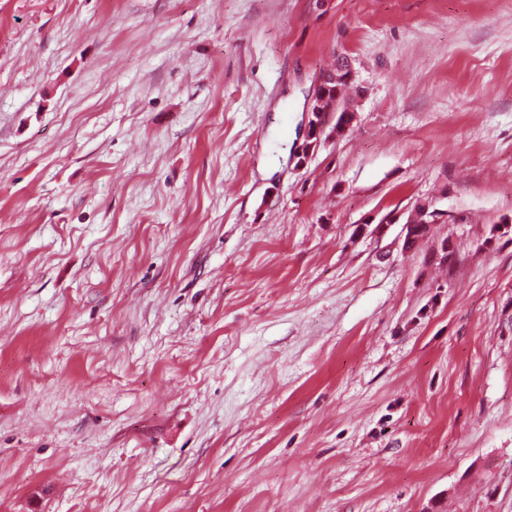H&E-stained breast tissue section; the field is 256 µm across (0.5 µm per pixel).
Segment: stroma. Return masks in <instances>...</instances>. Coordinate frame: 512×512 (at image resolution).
Returning <instances> with one entry per match:
<instances>
[{
	"instance_id": "obj_1",
	"label": "stroma",
	"mask_w": 512,
	"mask_h": 512,
	"mask_svg": "<svg viewBox=\"0 0 512 512\" xmlns=\"http://www.w3.org/2000/svg\"><path fill=\"white\" fill-rule=\"evenodd\" d=\"M0 512H512V0H0ZM337 75L338 67H335L333 70L321 76V78H325L330 85L335 87L334 93L329 94L328 98L322 103L321 109L322 111L333 114L334 118L336 117V122L343 119L347 114L353 117L351 111L347 112L346 102L343 100L342 96V90L346 86V83L336 81ZM328 87L324 84L322 79L317 81V84L314 88L313 94L311 96V106L308 116V131L307 138L308 142L305 145L304 153L313 152L317 146L322 142L323 136H325L324 141L327 139L333 138L336 136V132L327 134V129L329 127V123H324L320 121L322 118V113L319 110V105L321 103L322 97H325L327 94ZM316 114L319 119H314L312 116Z\"/></svg>"
}]
</instances>
